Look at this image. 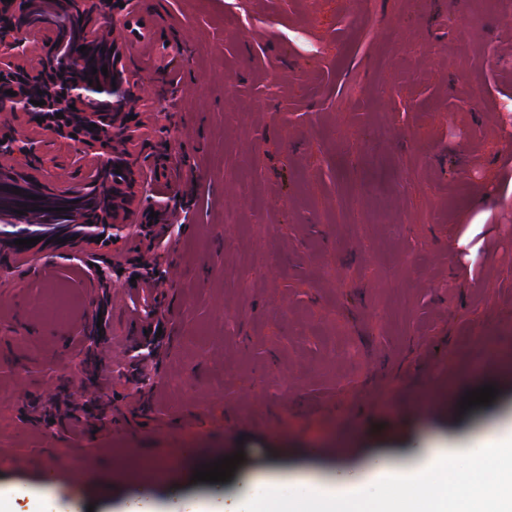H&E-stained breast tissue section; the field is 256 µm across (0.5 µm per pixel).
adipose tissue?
Listing matches in <instances>:
<instances>
[{"mask_svg":"<svg viewBox=\"0 0 512 512\" xmlns=\"http://www.w3.org/2000/svg\"><path fill=\"white\" fill-rule=\"evenodd\" d=\"M346 485L341 493L313 475L258 484L252 512H268L270 495L278 512H512V435L490 437L466 476L450 468L447 450L439 449L426 469L368 472Z\"/></svg>","mask_w":512,"mask_h":512,"instance_id":"1","label":"adipose tissue"}]
</instances>
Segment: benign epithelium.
Masks as SVG:
<instances>
[{
	"instance_id": "obj_1",
	"label": "benign epithelium",
	"mask_w": 512,
	"mask_h": 512,
	"mask_svg": "<svg viewBox=\"0 0 512 512\" xmlns=\"http://www.w3.org/2000/svg\"><path fill=\"white\" fill-rule=\"evenodd\" d=\"M41 0H0V98L9 105L0 108V194L10 201L12 211L21 210L17 224L21 228L12 240L41 238L31 248L14 246L18 261L33 267L41 255L58 245L55 236L38 230L42 223L43 204L55 198L81 195L94 188L112 198L111 218L106 223L94 221L95 230L66 236L68 249L91 263L105 250L120 241L128 229L127 219L139 203L136 183L140 176L138 146L147 137V128L138 119L147 106L144 89L137 81L116 85L100 80L68 82L57 75L61 67L79 68L86 60L78 48L67 45L68 34L59 31L47 35L41 28L42 18L35 12ZM81 9L85 19L86 42L112 51V71L124 72L123 60L127 40L123 25L114 21L112 29L94 25L92 14L105 0H70ZM102 90H97V87ZM11 90L15 95L6 94ZM45 101L42 106L32 101ZM87 122L74 126L73 111ZM62 117H56V114ZM42 118L37 122L36 118ZM97 128H91V125ZM64 139L71 147L65 173H55L45 182L31 180L25 169L43 168L49 162L44 151L43 132ZM120 158L126 169L125 181L110 184L101 173L110 160ZM19 188L22 193H14ZM99 242H94L98 236Z\"/></svg>"
}]
</instances>
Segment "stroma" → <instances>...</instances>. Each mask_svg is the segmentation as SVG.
<instances>
[{
    "mask_svg": "<svg viewBox=\"0 0 512 512\" xmlns=\"http://www.w3.org/2000/svg\"><path fill=\"white\" fill-rule=\"evenodd\" d=\"M131 7L182 51L124 57L153 100L129 231L101 276L64 250L21 271L0 240V486L42 489L48 461L43 512H124L150 462L167 512L213 491L200 455L240 452L223 491L249 512L253 478L440 447L468 473L512 427V0ZM134 279L162 337L116 372Z\"/></svg>",
    "mask_w": 512,
    "mask_h": 512,
    "instance_id": "stroma-1",
    "label": "stroma"
}]
</instances>
